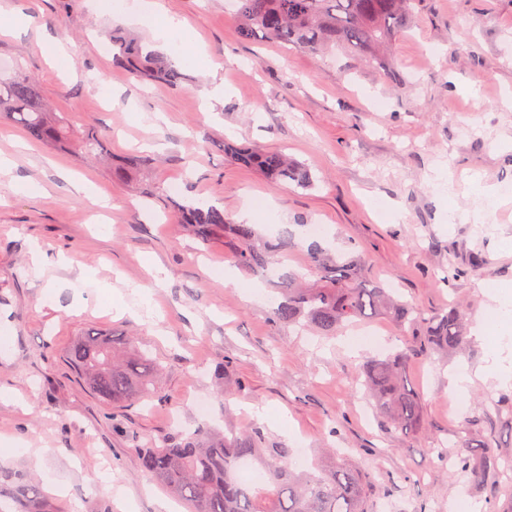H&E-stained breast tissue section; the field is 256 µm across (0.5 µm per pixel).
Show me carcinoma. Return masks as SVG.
Returning <instances> with one entry per match:
<instances>
[{
	"instance_id": "obj_1",
	"label": "carcinoma",
	"mask_w": 512,
	"mask_h": 512,
	"mask_svg": "<svg viewBox=\"0 0 512 512\" xmlns=\"http://www.w3.org/2000/svg\"><path fill=\"white\" fill-rule=\"evenodd\" d=\"M420 0H236L240 34L260 37L310 52L322 53L331 45L363 53L384 67L385 48L399 36ZM118 65L140 78L178 86L184 75L172 60L147 49L120 31L109 35ZM0 124L21 127L29 138L46 145L64 144L82 157L99 155L98 138L87 128L70 125L47 111L38 84L18 75L0 83ZM234 162L262 174L273 184L311 188L315 179L300 162L274 150L227 147ZM180 223L190 225L199 237L215 228L227 232L237 264L252 274H262L276 252L293 246L288 235L275 244L260 240L252 224H231L215 205L180 207ZM313 281L293 274L280 276L275 323L310 329L334 336L344 325L379 316L408 326L411 340L405 348L363 365V386L376 412L392 432L406 439L425 428L420 396L409 388L405 367L417 353L440 355L462 350L467 344L465 320L458 308L426 316L399 298L395 289L366 276L360 254L352 248L331 252L315 241L308 248ZM131 339L89 332L68 349L67 358L89 388L102 400L124 403L149 399L156 392L155 362L141 353L133 359L121 355ZM452 460L455 467L487 480L495 459L471 468L468 436L459 435ZM142 467L156 476L192 512H368L367 478L347 468L331 467L316 473L295 467L286 448L270 447L257 430L219 433L198 426L169 442L139 449ZM241 461L259 463L265 472L264 488L256 489L235 476ZM0 512H53L40 486L18 479L0 487Z\"/></svg>"
}]
</instances>
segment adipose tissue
<instances>
[{
	"instance_id": "1",
	"label": "adipose tissue",
	"mask_w": 512,
	"mask_h": 512,
	"mask_svg": "<svg viewBox=\"0 0 512 512\" xmlns=\"http://www.w3.org/2000/svg\"><path fill=\"white\" fill-rule=\"evenodd\" d=\"M126 14L147 25L155 39L172 42L183 62H203L206 71L217 70L214 60H201L199 46L186 34L183 23L162 11L151 0L127 8ZM491 319H480L473 328L475 335L495 334L497 343L480 374L495 379L502 387H512V292L507 288L490 293Z\"/></svg>"
}]
</instances>
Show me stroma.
<instances>
[{
  "mask_svg": "<svg viewBox=\"0 0 512 512\" xmlns=\"http://www.w3.org/2000/svg\"><path fill=\"white\" fill-rule=\"evenodd\" d=\"M158 3L189 23L216 75L184 63L175 88L118 67L105 32L153 36L110 0H0L31 21L0 34V81L33 77L53 111L98 131L103 152L88 162L0 125V153L14 161L0 176V482L40 483L53 512H165L170 493L139 449L200 424L223 429L230 410L311 463L369 473V512H454L461 499L471 512H512V388L478 379L466 401L448 392L457 366L485 365L489 339L412 357L426 429L405 440L358 383L364 361L402 345L401 326L369 322L379 346L364 349L350 327L325 340L274 325V282L243 272L222 232L202 240L176 219L178 205L216 202L266 239L290 234L279 269L298 273L321 224L325 246L357 244L370 275L420 311L456 303L468 320L484 315L490 287L512 286V0H425L385 70L350 50L243 39L224 0ZM42 38L64 44L63 65ZM227 142L287 153L316 185H272L225 155ZM145 153L159 163L139 165ZM13 176L40 193L14 194ZM75 178L94 195L74 199ZM478 181L511 193L477 222ZM451 261L460 274L446 281ZM88 332L132 337L162 368L157 394L116 405L93 394L67 359ZM461 431L495 458V487L437 458Z\"/></svg>",
  "mask_w": 512,
  "mask_h": 512,
  "instance_id": "obj_1",
  "label": "stroma"
}]
</instances>
